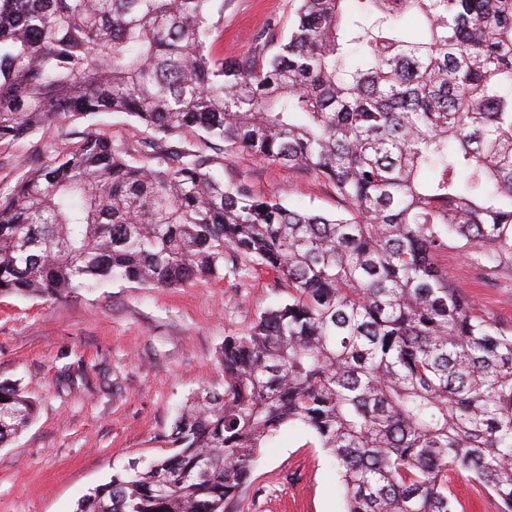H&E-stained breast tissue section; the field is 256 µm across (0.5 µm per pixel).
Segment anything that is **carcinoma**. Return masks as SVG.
<instances>
[{
	"label": "carcinoma",
	"mask_w": 512,
	"mask_h": 512,
	"mask_svg": "<svg viewBox=\"0 0 512 512\" xmlns=\"http://www.w3.org/2000/svg\"><path fill=\"white\" fill-rule=\"evenodd\" d=\"M212 0H0V144L124 113L137 148L49 141L0 192V295L119 278L171 288L261 269L288 298L224 337L166 454L77 512H226L290 427L331 457L344 512H512V332L448 281L455 247L512 262V0H296L278 50L206 54ZM420 23L408 38L406 14ZM323 180L319 214L229 186L170 139ZM35 404L0 382V444ZM453 488L457 498L467 505L466 512H497L495 503L487 498H479L473 489L472 482L466 476L456 477Z\"/></svg>",
	"instance_id": "obj_1"
}]
</instances>
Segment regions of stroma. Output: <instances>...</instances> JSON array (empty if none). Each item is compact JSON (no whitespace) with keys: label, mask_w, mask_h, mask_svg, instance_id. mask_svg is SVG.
<instances>
[{"label":"stroma","mask_w":512,"mask_h":512,"mask_svg":"<svg viewBox=\"0 0 512 512\" xmlns=\"http://www.w3.org/2000/svg\"><path fill=\"white\" fill-rule=\"evenodd\" d=\"M294 0H212L207 53L237 62L271 55L287 35ZM93 127L137 147L151 130L121 113L56 126L0 157L30 160L42 139L68 143ZM179 146L201 152L227 183L290 207L334 212L327 183L242 153H214L197 133ZM448 279L480 312L512 331V264L482 268L449 249ZM272 274L251 273L240 288L200 277L176 288L109 279L72 297L0 296V381H18L36 405L31 423L0 446V512H75L78 501L109 482L129 461L163 453L186 398L200 387L220 389L217 361L226 336L244 331L285 299ZM227 512H344L343 491L326 452L303 429L282 432L262 449L253 481Z\"/></svg>","instance_id":"1"}]
</instances>
